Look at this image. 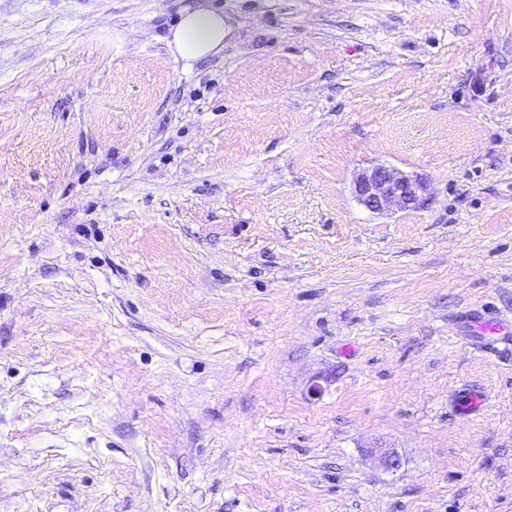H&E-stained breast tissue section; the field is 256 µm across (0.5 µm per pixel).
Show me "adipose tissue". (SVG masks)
<instances>
[{
	"label": "adipose tissue",
	"instance_id": "adipose-tissue-1",
	"mask_svg": "<svg viewBox=\"0 0 512 512\" xmlns=\"http://www.w3.org/2000/svg\"><path fill=\"white\" fill-rule=\"evenodd\" d=\"M224 35L223 12L212 8L206 0H189L165 41L172 53L189 68L197 61L222 53Z\"/></svg>",
	"mask_w": 512,
	"mask_h": 512
}]
</instances>
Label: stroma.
<instances>
[{
  "label": "stroma",
  "instance_id": "obj_1",
  "mask_svg": "<svg viewBox=\"0 0 512 512\" xmlns=\"http://www.w3.org/2000/svg\"><path fill=\"white\" fill-rule=\"evenodd\" d=\"M186 2L0 0V512H512V0ZM224 13L204 2L187 3L165 41L185 68L224 51ZM427 180L398 168L377 165L360 171L355 180L358 201L369 211L390 215L424 205Z\"/></svg>",
  "mask_w": 512,
  "mask_h": 512
}]
</instances>
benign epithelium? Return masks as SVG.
Instances as JSON below:
<instances>
[{"mask_svg": "<svg viewBox=\"0 0 512 512\" xmlns=\"http://www.w3.org/2000/svg\"><path fill=\"white\" fill-rule=\"evenodd\" d=\"M427 180L398 168L377 165L360 171L355 180L358 201L369 211L390 215L424 205Z\"/></svg>", "mask_w": 512, "mask_h": 512, "instance_id": "obj_1", "label": "benign epithelium"}]
</instances>
